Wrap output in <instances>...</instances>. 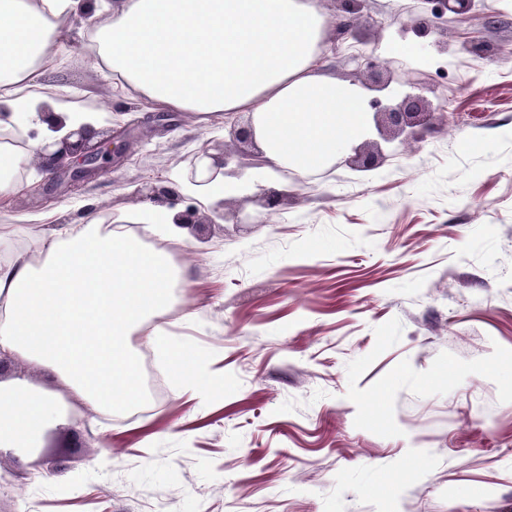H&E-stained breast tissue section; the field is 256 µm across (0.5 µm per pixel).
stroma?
Masks as SVG:
<instances>
[{
  "label": "stroma",
  "instance_id": "stroma-1",
  "mask_svg": "<svg viewBox=\"0 0 512 512\" xmlns=\"http://www.w3.org/2000/svg\"><path fill=\"white\" fill-rule=\"evenodd\" d=\"M422 10L364 0L358 37L389 72L341 50L325 71L369 100L423 95L444 117L411 143L373 130L348 144L266 223L203 207L202 225L170 242L187 282L163 332L198 355L204 395L155 354V409L104 425L66 383L10 359L5 378L48 392L61 415L38 447L0 448V512H512V0L445 17L435 35L449 51L426 65L418 39L397 36ZM83 26L65 31L67 62L45 91L101 107L133 151L75 191L31 163L0 198V233L75 224L103 202L112 218L133 213L136 188H179L204 146L267 185L223 114L172 112L161 127L113 88ZM377 151L370 170L349 162Z\"/></svg>",
  "mask_w": 512,
  "mask_h": 512
}]
</instances>
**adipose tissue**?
<instances>
[{
    "instance_id": "ef3b65f1",
    "label": "adipose tissue",
    "mask_w": 512,
    "mask_h": 512,
    "mask_svg": "<svg viewBox=\"0 0 512 512\" xmlns=\"http://www.w3.org/2000/svg\"><path fill=\"white\" fill-rule=\"evenodd\" d=\"M93 64L166 112L249 116L269 168L322 167L366 134L362 90L315 74L328 56L320 0H0V196L39 145L17 146L15 124L41 122L50 103L67 129L98 125L37 87L63 65L61 38L87 12ZM144 234L107 231L100 211L79 229L40 236L37 250L0 257V353L30 358L112 414L139 392L129 338L174 301L186 277ZM58 415L50 397L0 381V448L33 447Z\"/></svg>"
}]
</instances>
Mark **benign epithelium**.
I'll use <instances>...</instances> for the list:
<instances>
[{"label": "benign epithelium", "mask_w": 512, "mask_h": 512, "mask_svg": "<svg viewBox=\"0 0 512 512\" xmlns=\"http://www.w3.org/2000/svg\"><path fill=\"white\" fill-rule=\"evenodd\" d=\"M340 14L336 16L334 29L338 36L344 38L355 33L358 25V14L362 8L363 0H339ZM429 5L428 11L436 16L452 15L457 20L466 19L475 8V0H423ZM381 119L378 126L394 136L409 134L417 137L415 127L427 124L435 115V110L429 108L421 95L407 94L399 103L378 112ZM98 131L80 126L72 130L59 141L45 142L38 154L42 159L45 170L66 177L71 186L75 187L89 177L102 172L115 156H124L129 146L122 141L102 139L96 143L91 140ZM229 135L240 144H250L253 141V129L248 123L233 124L229 128ZM211 158L216 170L210 176L215 179L221 169H225L231 162L232 155L224 153L220 156L212 155L208 149L201 148L188 163L187 178L193 180L198 175L202 159ZM136 194L143 202L158 204L173 213L174 223L183 228H193L202 223L199 211L195 207L175 210L177 193L169 187L156 186L146 183L137 189ZM288 197V191H275L259 189L252 201L269 213H272L283 204Z\"/></svg>", "instance_id": "obj_1"}]
</instances>
